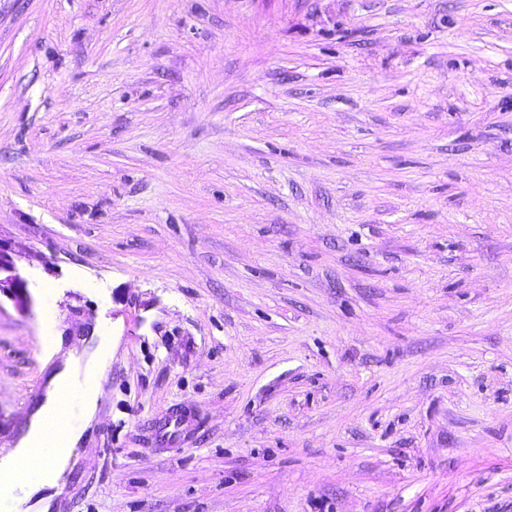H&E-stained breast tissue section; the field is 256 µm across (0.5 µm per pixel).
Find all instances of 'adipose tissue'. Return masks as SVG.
<instances>
[{"instance_id": "1", "label": "adipose tissue", "mask_w": 512, "mask_h": 512, "mask_svg": "<svg viewBox=\"0 0 512 512\" xmlns=\"http://www.w3.org/2000/svg\"><path fill=\"white\" fill-rule=\"evenodd\" d=\"M112 357L111 341L100 342L86 362L68 360L59 370L33 414L26 434L15 448L0 455V512H50L51 498L41 496L46 487L58 486L62 475L74 464V452L82 432L61 425L62 393L81 390L83 413L93 417L97 410L99 390L96 380ZM62 451H55V443Z\"/></svg>"}]
</instances>
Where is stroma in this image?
I'll list each match as a JSON object with an SVG mask.
<instances>
[{"mask_svg": "<svg viewBox=\"0 0 512 512\" xmlns=\"http://www.w3.org/2000/svg\"><path fill=\"white\" fill-rule=\"evenodd\" d=\"M0 243L52 512H512V0H0ZM8 272V276L2 278L1 273ZM5 295L22 306L24 298L27 299L25 281L15 272L13 261L8 251L0 244V296ZM112 357V336L100 342L97 349L81 365L68 360L59 370L40 407L33 414L26 434L15 448L0 455V510L3 512H50L52 496L40 497L45 487H58L62 475L75 464L74 452L82 431L69 424L60 427L63 411L62 390L82 391L83 413L90 420L97 410L99 389L96 380ZM62 441L63 450L53 447ZM40 447L41 453H35Z\"/></svg>", "mask_w": 512, "mask_h": 512, "instance_id": "1", "label": "stroma"}]
</instances>
